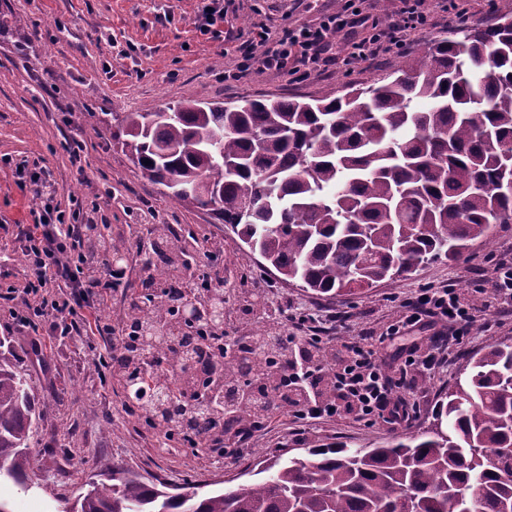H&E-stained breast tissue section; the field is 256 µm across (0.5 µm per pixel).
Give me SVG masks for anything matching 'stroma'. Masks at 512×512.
Returning a JSON list of instances; mask_svg holds the SVG:
<instances>
[{
	"instance_id": "1",
	"label": "stroma",
	"mask_w": 512,
	"mask_h": 512,
	"mask_svg": "<svg viewBox=\"0 0 512 512\" xmlns=\"http://www.w3.org/2000/svg\"><path fill=\"white\" fill-rule=\"evenodd\" d=\"M469 4L470 15L462 24L454 11L434 8L429 24L411 34L410 48L454 36L462 25H491L512 11V0ZM199 5V0H0V284H22L26 275L17 237L22 225L33 222L36 202L19 186L16 168L37 165L56 183L60 208L78 198L84 223L111 225L113 240L127 245L121 284L104 295L106 316L115 322L128 307L131 289L150 274L139 246L146 243L151 224H171L183 236H196L193 270L223 275L224 334L231 339L272 327L290 335L289 313L311 312L320 315L330 337L320 358L337 361L351 336L382 332L397 317L399 300L414 296L423 285L452 284L480 305L478 274L490 269L493 259L512 254V223L491 225L488 237L470 242L459 261L425 263L408 277L376 284L365 295L331 300L282 282L213 215L186 209L161 186L141 179L113 146L109 132L95 133L102 114L154 112L173 100L320 96L348 82L366 87L395 71L402 58L393 52L374 61L339 62L320 76L251 73L228 82L224 73L237 62L236 45L199 32ZM335 7L336 0H314L306 10L295 0H229L227 19L234 33L245 37L255 16L279 25L292 12L312 21ZM74 139L85 144L78 168L66 151ZM248 300L259 302L261 314L244 313ZM88 340L85 331L71 340H51L38 357L28 352L29 337L17 344L19 364L45 420L33 439L31 490L22 494L0 484V499L10 512H68L80 486L116 464L172 485L222 483L252 464L259 451L271 457L305 445L366 448L409 430H426L441 396L453 388L466 363L491 345L512 344V319L483 309L469 336L451 344L443 372L418 378L411 397L420 408L408 423L367 424L347 415L297 434L288 408L282 407L247 442L225 433L224 455L162 447V435L126 411L124 391L101 382L88 365Z\"/></svg>"
}]
</instances>
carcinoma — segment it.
I'll return each instance as SVG.
<instances>
[{
  "mask_svg": "<svg viewBox=\"0 0 512 512\" xmlns=\"http://www.w3.org/2000/svg\"><path fill=\"white\" fill-rule=\"evenodd\" d=\"M112 142L138 175L188 209L211 211L289 283L355 295L434 259L456 260L492 224L512 222V13L435 41L396 75L342 95L243 105L183 100L158 112H114ZM150 164H145V160ZM183 280L157 270L133 292L121 359L106 377L127 390L165 440L211 447L198 422H247L241 380L271 386L263 334L198 377L187 370L206 316L181 318ZM0 337V478L32 487L42 422ZM441 397L433 427L377 448H310L257 463L263 478L173 494L119 466L77 495L72 512H512V345L471 358ZM482 486L473 500L465 491Z\"/></svg>",
  "mask_w": 512,
  "mask_h": 512,
  "instance_id": "obj_1",
  "label": "carcinoma"
}]
</instances>
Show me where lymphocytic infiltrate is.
<instances>
[{"mask_svg": "<svg viewBox=\"0 0 512 512\" xmlns=\"http://www.w3.org/2000/svg\"><path fill=\"white\" fill-rule=\"evenodd\" d=\"M399 3L395 17L386 23L369 11L368 0H344L340 8L315 21L294 20L278 30L266 20L256 19L250 38L238 47L235 69L225 71L224 77L237 80L255 68L303 76L323 73L336 59L337 35L358 27L366 29L367 34L348 43V60H375L403 49L411 32L427 25L430 9L426 0H399ZM17 175L20 184L29 187L38 199L39 209L34 222L23 225L21 232V255L29 275L22 287L11 285L0 290V295L15 302L9 318L19 332H32L31 345L35 348L39 347L41 337L69 339L78 334L81 323L92 322L98 335L111 339L109 345L89 347L93 366L102 367L106 355L120 350L126 341L121 328L94 316L103 290L112 281V266L104 250L75 249V240L84 232L80 213L76 210L68 213L55 205L59 190L54 183L42 172L24 166L18 168ZM476 313V306L457 289L447 285L426 286L416 296L401 302L398 316L380 337L393 340L444 322L448 325L449 339L457 343L468 335ZM314 321L313 315H298L294 319L295 335L281 337V345L300 347L301 354L295 362L284 359L274 364L276 393H250L249 402L256 417L249 425L236 427V437L243 439L258 431L260 417L273 405L275 394L285 392L297 393L292 417L302 426L341 412L367 423L376 417L391 424L410 420L416 406L407 399L395 397V389L413 388L417 377L433 376L447 361L440 338L434 335L426 346L401 349L400 375L392 377L385 363L376 360L372 349L367 347L372 334L365 331L347 342V355L333 373L331 393L310 397L307 389L319 386L323 372L313 361L314 351L320 348L323 339L306 333Z\"/></svg>", "mask_w": 512, "mask_h": 512, "instance_id": "lymphocytic-infiltrate-1", "label": "lymphocytic infiltrate"}]
</instances>
